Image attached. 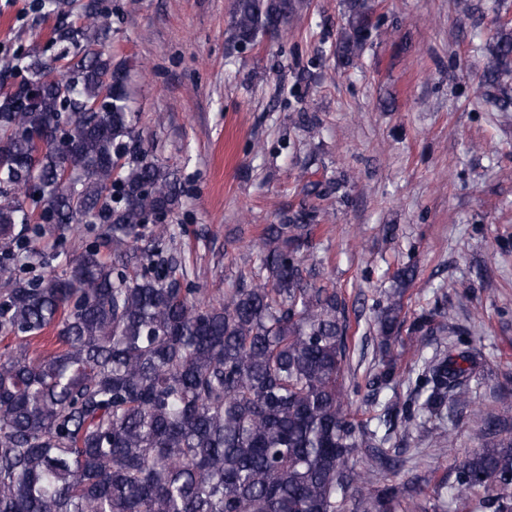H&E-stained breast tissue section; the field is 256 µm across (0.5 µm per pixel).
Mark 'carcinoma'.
<instances>
[{
  "label": "carcinoma",
  "mask_w": 512,
  "mask_h": 512,
  "mask_svg": "<svg viewBox=\"0 0 512 512\" xmlns=\"http://www.w3.org/2000/svg\"><path fill=\"white\" fill-rule=\"evenodd\" d=\"M83 21L54 30L64 71L32 51L0 88V512H406L416 487L380 482L403 464L385 445L415 428L450 447L449 407L470 403L480 353L461 340L422 360L403 404L380 399L396 377L392 345L405 334L423 350L454 320L435 298L400 318L398 286L376 301L373 368L351 367L344 296L317 283L307 262L323 201L348 197L351 179L308 182L316 204L290 210L252 243L260 271L211 301L173 252L177 177L151 155L129 111L128 77L103 48L97 0ZM295 0H233L239 49L278 32ZM374 0H345L338 64L359 59L373 33ZM482 85L497 112H512V21L486 44ZM112 77L106 112L89 107ZM40 90L36 104L25 88ZM67 133L37 150L33 135ZM42 183L29 192L32 178ZM87 224L94 241L62 268L44 255ZM57 330L56 348L33 342ZM373 414L358 419L350 396ZM512 402L482 412L481 445L454 468L446 496L470 512H512ZM367 449L371 463L356 467Z\"/></svg>",
  "instance_id": "1"
}]
</instances>
